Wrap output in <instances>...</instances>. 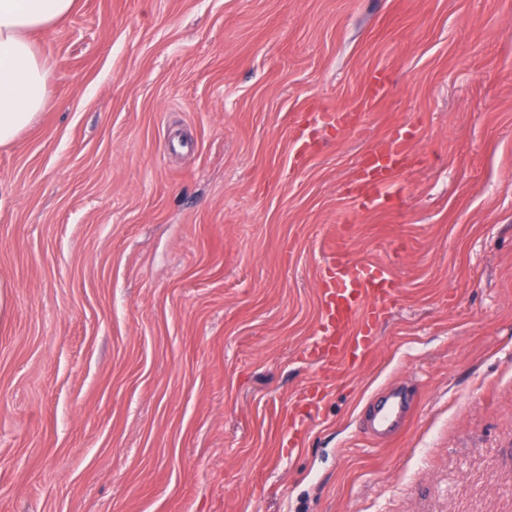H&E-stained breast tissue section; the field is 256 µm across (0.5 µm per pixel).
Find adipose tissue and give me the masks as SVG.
<instances>
[{
    "label": "adipose tissue",
    "mask_w": 512,
    "mask_h": 512,
    "mask_svg": "<svg viewBox=\"0 0 512 512\" xmlns=\"http://www.w3.org/2000/svg\"><path fill=\"white\" fill-rule=\"evenodd\" d=\"M76 0H0V145L13 143L47 105L51 65L34 41Z\"/></svg>",
    "instance_id": "obj_1"
}]
</instances>
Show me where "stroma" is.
Segmentation results:
<instances>
[{
	"label": "stroma",
	"mask_w": 512,
	"mask_h": 512,
	"mask_svg": "<svg viewBox=\"0 0 512 512\" xmlns=\"http://www.w3.org/2000/svg\"><path fill=\"white\" fill-rule=\"evenodd\" d=\"M36 43L48 106L0 146V512H512V0H77ZM339 237L399 296L291 453ZM394 382L416 408L377 442ZM409 143L402 128L394 127L364 152L360 159L365 173L358 188L364 206L373 205L381 199V190L389 181L398 163L406 158Z\"/></svg>",
	"instance_id": "35a3bbf8"
}]
</instances>
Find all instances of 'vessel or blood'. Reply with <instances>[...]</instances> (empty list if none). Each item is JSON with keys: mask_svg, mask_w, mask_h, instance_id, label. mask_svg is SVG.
<instances>
[{"mask_svg": "<svg viewBox=\"0 0 512 512\" xmlns=\"http://www.w3.org/2000/svg\"><path fill=\"white\" fill-rule=\"evenodd\" d=\"M408 148L401 128L396 127L362 154L365 177L358 194L363 205L380 200L382 188L405 159ZM330 251L334 256L331 273L319 282L321 315L316 335L301 355L319 368L338 373L375 353L378 324L385 309L395 302L397 289L387 264L351 261L338 241L332 243ZM411 411L404 389L391 388L369 411L367 429L379 439L395 438Z\"/></svg>", "mask_w": 512, "mask_h": 512, "instance_id": "obj_1", "label": "vessel or blood"}]
</instances>
